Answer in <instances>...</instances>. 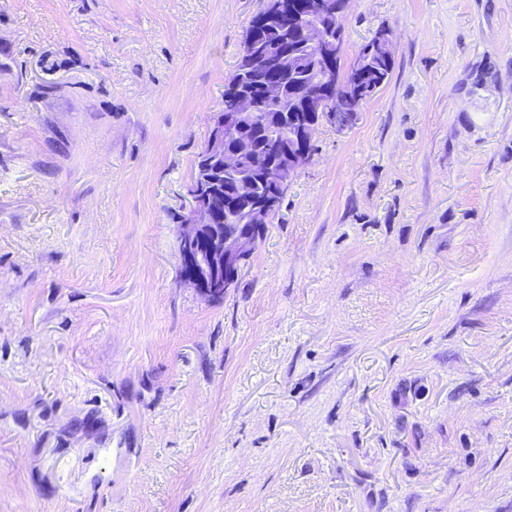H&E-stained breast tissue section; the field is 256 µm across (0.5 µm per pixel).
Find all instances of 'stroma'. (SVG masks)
I'll return each mask as SVG.
<instances>
[{
	"label": "stroma",
	"instance_id": "obj_1",
	"mask_svg": "<svg viewBox=\"0 0 512 512\" xmlns=\"http://www.w3.org/2000/svg\"><path fill=\"white\" fill-rule=\"evenodd\" d=\"M264 0H0V512H512V0H349L388 81L224 299L176 221Z\"/></svg>",
	"mask_w": 512,
	"mask_h": 512
}]
</instances>
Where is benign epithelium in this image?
<instances>
[{
	"mask_svg": "<svg viewBox=\"0 0 512 512\" xmlns=\"http://www.w3.org/2000/svg\"><path fill=\"white\" fill-rule=\"evenodd\" d=\"M302 14L297 24L302 45L279 44L270 48L264 42L249 41L243 48L244 69L251 83L260 87V96L236 89V110H219L214 114L208 141L188 188L189 209L181 215L178 242L180 260L189 265L184 279L202 297L217 300L233 287L228 272L237 271L253 254L256 241L246 233H223L211 237L205 231L216 227L220 214L219 194L215 191L212 165L227 175L251 181L255 176L274 191L288 189L295 174L311 157L305 144L313 141L317 125L312 113L324 115L336 128L352 124L367 97L346 82L336 67L341 59L342 44L336 41L335 29L342 26L343 13L330 11L329 0H301ZM309 54L318 79L300 91V111L292 113L295 127L292 143L272 158L254 148L240 135V119L251 114L258 99L283 100V81L295 69L297 59ZM245 221L262 226L273 218L272 202L249 196L243 201Z\"/></svg>",
	"mask_w": 512,
	"mask_h": 512,
	"instance_id": "7a95c632",
	"label": "benign epithelium"
}]
</instances>
